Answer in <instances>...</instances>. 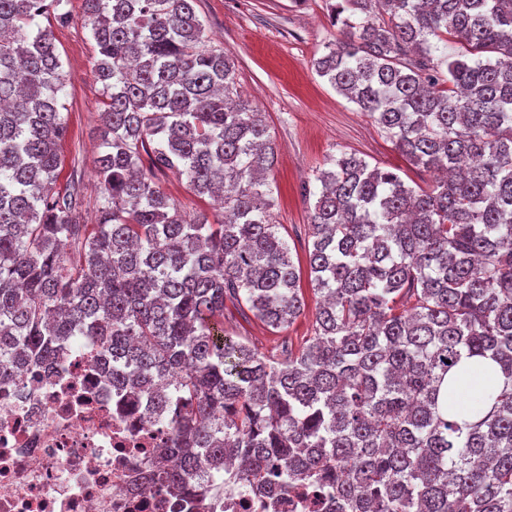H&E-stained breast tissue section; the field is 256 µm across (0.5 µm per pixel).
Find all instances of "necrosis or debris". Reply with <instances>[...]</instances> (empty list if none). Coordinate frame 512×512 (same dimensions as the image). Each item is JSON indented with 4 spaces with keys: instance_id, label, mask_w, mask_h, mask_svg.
<instances>
[{
    "instance_id": "obj_1",
    "label": "necrosis or debris",
    "mask_w": 512,
    "mask_h": 512,
    "mask_svg": "<svg viewBox=\"0 0 512 512\" xmlns=\"http://www.w3.org/2000/svg\"><path fill=\"white\" fill-rule=\"evenodd\" d=\"M84 342L0 378V512H315L306 485L285 498L224 491L173 497L149 476L167 447L162 413L113 383Z\"/></svg>"
}]
</instances>
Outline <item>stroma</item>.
<instances>
[{"label":"stroma","mask_w":512,"mask_h":512,"mask_svg":"<svg viewBox=\"0 0 512 512\" xmlns=\"http://www.w3.org/2000/svg\"><path fill=\"white\" fill-rule=\"evenodd\" d=\"M69 8L71 22L53 28L67 78L69 126L56 186L78 188L83 221L92 224L101 195L94 160L100 151L102 85L92 74L96 47L82 21L83 0H70ZM196 11L213 45L234 60L239 90L271 127L277 159L268 179L279 192L274 220L300 265L308 263L305 230L320 188L317 175L342 153L400 169L407 182L432 185L431 173L409 165L372 118L317 75L313 62L337 35L324 0H197ZM301 286L305 312L287 330L270 333L251 312L230 304L225 332L274 360L283 358L285 348L301 349L313 334L317 302L309 280Z\"/></svg>","instance_id":"1"}]
</instances>
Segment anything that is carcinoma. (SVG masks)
Wrapping results in <instances>:
<instances>
[{
	"mask_svg": "<svg viewBox=\"0 0 512 512\" xmlns=\"http://www.w3.org/2000/svg\"><path fill=\"white\" fill-rule=\"evenodd\" d=\"M195 4L83 0L105 94L90 231L80 192L56 189L66 82L40 23L69 22L68 0H0V378L96 341L165 413L174 447L150 465L179 494L231 468L271 496L329 492L334 512H512V0H326L341 37L316 73L441 177L410 186L352 152L317 175L323 300L283 361L224 333L228 301L272 333L306 303L269 126ZM156 171L221 217L184 215ZM479 359L505 381L461 425Z\"/></svg>",
	"mask_w": 512,
	"mask_h": 512,
	"instance_id": "carcinoma-1",
	"label": "carcinoma"
}]
</instances>
